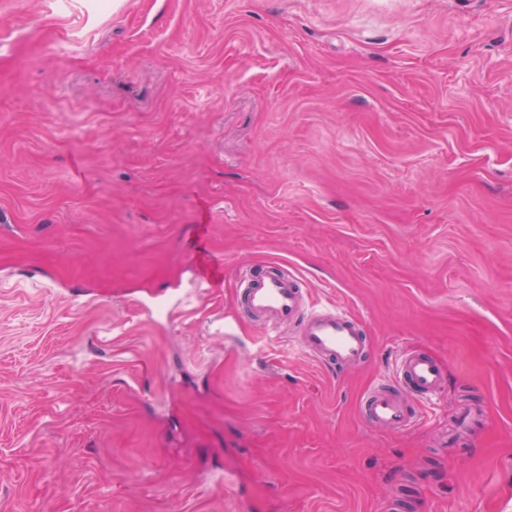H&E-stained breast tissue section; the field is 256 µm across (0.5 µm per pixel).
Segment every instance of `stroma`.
Here are the masks:
<instances>
[{"instance_id":"obj_1","label":"stroma","mask_w":512,"mask_h":512,"mask_svg":"<svg viewBox=\"0 0 512 512\" xmlns=\"http://www.w3.org/2000/svg\"><path fill=\"white\" fill-rule=\"evenodd\" d=\"M270 264L359 367L240 314ZM405 347L447 381L389 433L359 403ZM244 492L512 512V0H0V512Z\"/></svg>"}]
</instances>
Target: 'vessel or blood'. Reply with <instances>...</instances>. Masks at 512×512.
<instances>
[{
    "label": "vessel or blood",
    "mask_w": 512,
    "mask_h": 512,
    "mask_svg": "<svg viewBox=\"0 0 512 512\" xmlns=\"http://www.w3.org/2000/svg\"><path fill=\"white\" fill-rule=\"evenodd\" d=\"M239 280L241 312L264 332H294L306 353L331 368L347 370L364 361L367 339L362 323L338 306L312 305L295 274L248 266L240 270ZM445 385L446 373L435 356L404 350L395 380L372 387L362 397L361 416L380 429L408 431L420 422L423 403Z\"/></svg>",
    "instance_id": "vessel-or-blood-1"
}]
</instances>
